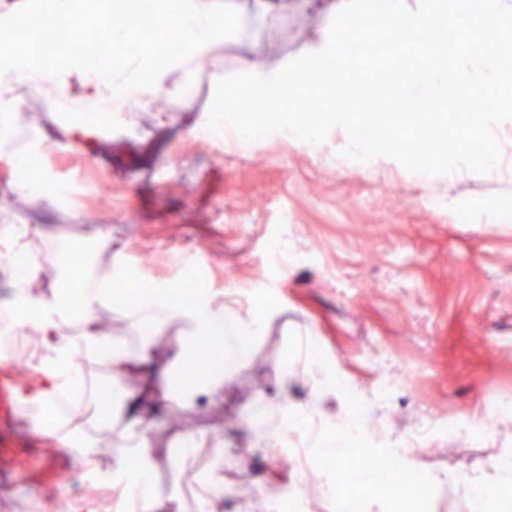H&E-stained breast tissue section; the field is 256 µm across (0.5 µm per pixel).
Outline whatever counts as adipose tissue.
<instances>
[{"mask_svg": "<svg viewBox=\"0 0 512 512\" xmlns=\"http://www.w3.org/2000/svg\"><path fill=\"white\" fill-rule=\"evenodd\" d=\"M134 74L124 78L96 63L87 65V101L106 97L117 111L128 103L138 108H155L158 96H165L169 111H179L189 81L187 74L169 78L165 68L148 57L133 61ZM44 233L32 224H0V277L10 279L19 299L0 306V335L5 340L25 339L30 370L39 376L40 387L12 403L15 417L32 432L49 436L69 450L76 461L94 463L98 438L111 426L100 418L83 416V401L92 397L102 382L112 384V409L125 419L124 448L112 462V489L130 500L135 512H180L178 504L161 501L149 475L154 462L149 453L148 417L152 410L184 401L221 398L224 384L246 364L259 333L257 320H244L232 307L215 308L208 299L183 309L160 298H148L131 307L112 302V230L97 226L81 242L86 252L88 284L81 307L72 310L68 284L60 276L65 256L73 245L59 243L51 262L42 259ZM27 256L32 269L16 278L14 258ZM125 321L129 336L112 334L113 320ZM177 327L179 336L167 351L158 348L156 333ZM221 335L223 366L208 380L175 386L173 377L188 361L192 346L202 339ZM313 380L306 401L281 404L259 392L255 406L246 407L243 424L261 427L260 438L245 448L217 454L198 499V512H222L225 499L232 497L230 472L260 456L277 459L281 451L306 456L329 449L335 461L349 452L348 435L355 423L347 396L350 385L335 369L321 361H310ZM70 403L73 412L46 421L45 409ZM264 412H257V405ZM384 448L371 433H364L358 453L363 463L359 479L366 484L421 481L432 497L452 493L469 512H486L498 500L500 490L512 487V467L505 461L512 451L492 455L481 470L463 473L445 468L422 470L411 448L400 450L398 471L383 474L370 466V459Z\"/></svg>", "mask_w": 512, "mask_h": 512, "instance_id": "1", "label": "adipose tissue"}]
</instances>
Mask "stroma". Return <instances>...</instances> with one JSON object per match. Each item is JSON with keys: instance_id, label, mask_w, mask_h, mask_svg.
<instances>
[{"instance_id": "1", "label": "stroma", "mask_w": 512, "mask_h": 512, "mask_svg": "<svg viewBox=\"0 0 512 512\" xmlns=\"http://www.w3.org/2000/svg\"><path fill=\"white\" fill-rule=\"evenodd\" d=\"M287 2L243 58L277 69L329 27L326 8ZM26 118L61 145L43 171L72 185L70 208H28L10 191L14 158L0 154V215L29 209L51 234L66 224L111 225L112 259L133 279L129 298L149 283L187 306L192 299L180 288L200 277L206 293L231 302L239 316L265 320L254 360L225 384L223 401L150 421L151 480L161 498L196 512L216 447L251 438L243 407L257 391L275 390L285 361L301 368L298 336L311 337L316 354L352 382V401L371 410L366 426L394 447L412 443L422 464L473 472L512 448V414L495 411L497 401L512 400V138L502 141L492 172L427 182L401 165L328 164L341 140L336 130L315 149L273 134L245 150H220L196 139L207 113L134 112L107 136L83 125L76 151L71 124L58 114ZM284 236L290 252L279 263L270 247ZM187 254L202 256V265L184 262ZM389 378L396 388L385 398L380 386ZM36 387L31 376L0 378V432L14 446L0 454V488L11 499L0 512L27 505L68 512L91 471L7 411V391L23 397ZM479 419L489 427L476 442L445 429ZM190 434L208 443L182 465L178 443ZM319 467V459L288 451L270 475L233 473L236 496L224 512L242 501L263 510L269 484L296 476L311 512H336L315 476ZM61 470L70 473L64 485L55 477Z\"/></svg>"}]
</instances>
